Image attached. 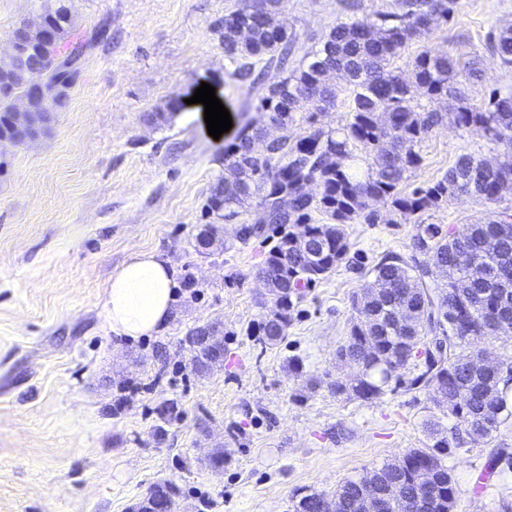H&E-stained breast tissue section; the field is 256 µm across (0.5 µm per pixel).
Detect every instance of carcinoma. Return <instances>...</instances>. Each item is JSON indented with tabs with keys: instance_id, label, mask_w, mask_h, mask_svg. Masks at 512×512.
Instances as JSON below:
<instances>
[{
	"instance_id": "carcinoma-1",
	"label": "carcinoma",
	"mask_w": 512,
	"mask_h": 512,
	"mask_svg": "<svg viewBox=\"0 0 512 512\" xmlns=\"http://www.w3.org/2000/svg\"><path fill=\"white\" fill-rule=\"evenodd\" d=\"M280 4L244 0L219 22L235 79L261 84V62L286 69L296 42L278 21ZM455 9L456 0H395L370 16L337 21L301 67L267 85L250 105L258 117L248 119L224 149L233 174L218 178L210 190L207 213L218 221L251 210L259 214L241 223L240 243L269 232L276 238L260 271L274 301L257 332L264 348L286 335L305 289L343 265L360 263L350 257L348 225L378 223V202L390 207L395 223L415 225L411 256L384 254L370 268L373 279L352 294L355 317L336 360L354 365L356 374L329 382V390L369 401L392 383L424 388L456 424L449 429L430 416L423 421L426 447L345 479L331 495L299 488L291 496L293 512H365L369 494L380 503L377 512H413L415 487L427 480L436 489L429 512H452L457 489L445 460L467 444L492 442L512 419V380L464 353L475 341L512 335V210L490 213L462 237L443 224L422 223L429 211L462 197L496 205L501 188L512 186V92L472 104L466 85L478 77L477 68L461 69L424 45L409 51L448 23ZM42 17L52 21V32L27 30L29 59H0L1 89L21 93L37 77L46 82V97L30 108L40 130L66 106L81 59L72 5L61 3ZM492 51L502 64H512V28L494 36ZM330 70L346 81L347 118L325 131L314 128V120L338 106L339 90L324 82ZM440 100L454 101V112L438 111ZM450 118L502 145L501 159L490 169L484 160L462 155L441 177L407 188L408 174L424 163V144ZM298 121L311 127L306 135L293 140L285 134L265 153L254 151L264 124L286 131ZM310 181L319 186L315 195L308 192ZM182 342L201 375L224 355L209 325L189 330ZM406 368L412 373L407 379L400 374ZM176 496L172 484H157L130 512H174Z\"/></svg>"
}]
</instances>
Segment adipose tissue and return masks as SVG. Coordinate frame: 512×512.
I'll return each mask as SVG.
<instances>
[{"label": "adipose tissue", "instance_id": "adipose-tissue-1", "mask_svg": "<svg viewBox=\"0 0 512 512\" xmlns=\"http://www.w3.org/2000/svg\"><path fill=\"white\" fill-rule=\"evenodd\" d=\"M178 293L169 261L155 252H139L113 274L100 316L118 339L149 338L167 329Z\"/></svg>", "mask_w": 512, "mask_h": 512}]
</instances>
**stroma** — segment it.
<instances>
[{
  "label": "stroma",
  "mask_w": 512,
  "mask_h": 512,
  "mask_svg": "<svg viewBox=\"0 0 512 512\" xmlns=\"http://www.w3.org/2000/svg\"><path fill=\"white\" fill-rule=\"evenodd\" d=\"M58 0H0V57L21 23L39 22ZM385 0H283L280 19L296 36L298 66L341 18L365 17ZM242 0H73L84 42L80 74L47 134L0 149V512H129L155 484L178 490L175 512H292L291 494H327L346 478L424 447L422 422L436 414L428 390L388 391L361 401L332 394L348 379L336 349L354 317L350 296L364 283L340 267L307 289L278 345L260 349L252 333L272 306L259 275L271 241L236 239L220 224L198 247L210 189L225 173L224 148L237 138L259 87L231 77L216 28ZM512 28V0H458L448 24L423 43L474 63V104L512 89V66L489 43ZM216 89L232 127L213 139L201 83ZM181 105L167 111L170 98ZM166 111L163 123L152 113ZM486 138L448 123L423 148L419 185L441 177L459 156L498 159ZM379 221L349 227L352 251L373 264L412 253L414 225ZM489 208L469 198L430 211L424 221L467 233ZM141 251L170 260L181 287L168 329L127 343L100 313L112 274ZM211 325L224 361L194 372L182 344ZM304 365L303 374L288 368ZM315 378L316 388L305 385ZM177 400L180 417L158 408ZM224 450L223 470L208 462ZM491 447L449 457L456 482L452 512H512V464L493 475Z\"/></svg>",
  "instance_id": "1"
}]
</instances>
